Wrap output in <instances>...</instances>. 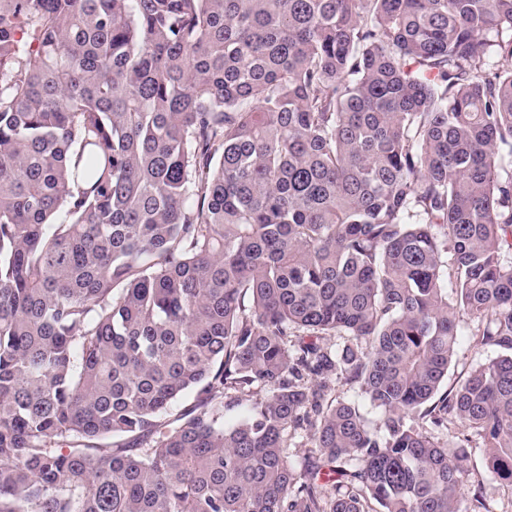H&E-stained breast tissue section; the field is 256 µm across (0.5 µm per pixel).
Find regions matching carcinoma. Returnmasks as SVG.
<instances>
[{
  "instance_id": "obj_1",
  "label": "carcinoma",
  "mask_w": 512,
  "mask_h": 512,
  "mask_svg": "<svg viewBox=\"0 0 512 512\" xmlns=\"http://www.w3.org/2000/svg\"><path fill=\"white\" fill-rule=\"evenodd\" d=\"M504 57L512 0H0V512H490ZM481 358L470 348L468 336H461L458 350L452 364L448 369V380L444 381V387L455 384L458 380L465 377L471 367ZM470 454L464 463L470 473V480L483 482V495L493 512H512V493L492 480L483 466L484 448L476 437L468 445Z\"/></svg>"
}]
</instances>
